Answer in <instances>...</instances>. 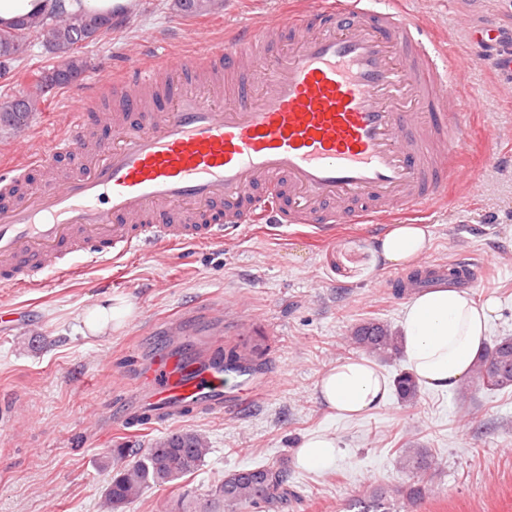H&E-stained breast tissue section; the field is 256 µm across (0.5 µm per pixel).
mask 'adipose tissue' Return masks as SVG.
<instances>
[{
  "mask_svg": "<svg viewBox=\"0 0 512 512\" xmlns=\"http://www.w3.org/2000/svg\"><path fill=\"white\" fill-rule=\"evenodd\" d=\"M430 249L428 233L419 224L394 225L378 242L377 251L392 265L414 263ZM497 304L478 302L455 288L421 291L402 314V352L409 372L435 390H452L469 374L484 346L488 324ZM389 383L364 357L336 362L318 384L321 399L347 417L384 405Z\"/></svg>",
  "mask_w": 512,
  "mask_h": 512,
  "instance_id": "1",
  "label": "adipose tissue"
}]
</instances>
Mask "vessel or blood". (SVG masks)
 <instances>
[{"label": "vessel or blood", "mask_w": 512, "mask_h": 512, "mask_svg": "<svg viewBox=\"0 0 512 512\" xmlns=\"http://www.w3.org/2000/svg\"><path fill=\"white\" fill-rule=\"evenodd\" d=\"M417 30L378 0H319L188 59L130 65L112 89L135 112L92 118L75 101L65 134L0 175V292L131 252L220 245L269 214L328 243L340 225L386 224L439 199L448 180L476 181L456 157L451 68ZM186 71L203 74L208 96L187 91ZM58 155L73 158L68 175L27 185ZM416 269L389 287L448 283L447 262L423 257ZM224 379L211 356H168L130 399L152 421L220 412Z\"/></svg>", "instance_id": "obj_1"}]
</instances>
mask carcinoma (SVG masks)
I'll return each mask as SVG.
<instances>
[{
  "instance_id": "carcinoma-1",
  "label": "carcinoma",
  "mask_w": 512,
  "mask_h": 512,
  "mask_svg": "<svg viewBox=\"0 0 512 512\" xmlns=\"http://www.w3.org/2000/svg\"><path fill=\"white\" fill-rule=\"evenodd\" d=\"M210 0H175L174 6L186 15L208 11ZM36 22L22 34L28 39L35 33L42 38L59 65L44 72L24 97L0 99V125L18 129L32 113L39 110L45 94L56 86L79 79L86 61L79 47L112 31V16L68 12L61 0H49L34 13ZM352 343L380 360L391 361L401 353V341L386 326L375 321L358 325ZM399 401L410 405L417 401L419 382L409 373L400 372L393 379ZM512 388V337H504L482 349L471 374V388L459 393L461 407H466L481 390L503 391ZM210 448L206 438L193 431H176L149 448L135 454L117 446L110 449L107 463L112 477L104 491L103 512H124L151 486H162L196 473ZM400 468L412 474L413 483L405 491L408 504H415L425 493L433 460L424 448H402ZM288 467L283 461L266 463L253 469L227 472L211 492L203 497L181 498L175 512H247L259 509L271 512L288 504Z\"/></svg>"
}]
</instances>
